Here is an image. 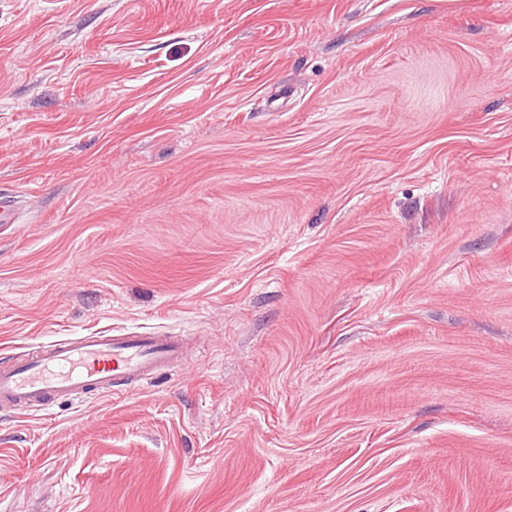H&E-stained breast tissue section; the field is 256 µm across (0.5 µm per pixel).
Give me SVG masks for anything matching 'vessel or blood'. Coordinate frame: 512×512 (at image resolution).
Listing matches in <instances>:
<instances>
[{
    "mask_svg": "<svg viewBox=\"0 0 512 512\" xmlns=\"http://www.w3.org/2000/svg\"><path fill=\"white\" fill-rule=\"evenodd\" d=\"M180 357L179 338L160 333L105 331L54 341L0 368V406L46 411L59 402L149 380Z\"/></svg>",
    "mask_w": 512,
    "mask_h": 512,
    "instance_id": "1",
    "label": "vessel or blood"
}]
</instances>
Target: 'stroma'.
I'll list each match as a JSON object with an SVG mask.
<instances>
[{
  "label": "stroma",
  "mask_w": 512,
  "mask_h": 512,
  "mask_svg": "<svg viewBox=\"0 0 512 512\" xmlns=\"http://www.w3.org/2000/svg\"><path fill=\"white\" fill-rule=\"evenodd\" d=\"M0 512H512V0H0ZM100 334L51 342L0 368V406L26 412L48 411L59 402L148 381L181 357L178 336L151 332Z\"/></svg>",
  "instance_id": "35a3bbf8"
}]
</instances>
